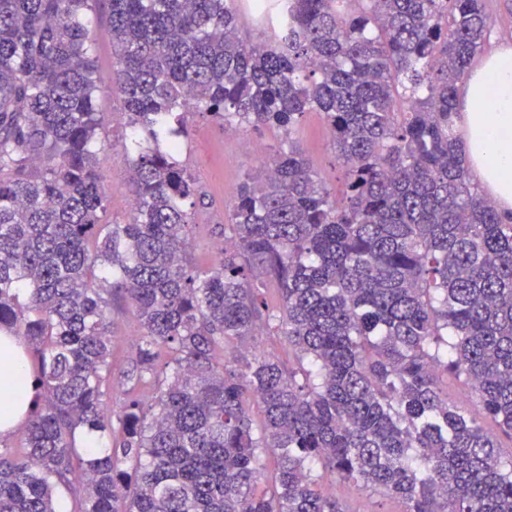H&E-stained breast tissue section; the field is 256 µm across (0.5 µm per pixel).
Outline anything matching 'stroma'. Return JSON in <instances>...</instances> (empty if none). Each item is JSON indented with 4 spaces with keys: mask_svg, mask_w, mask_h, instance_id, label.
I'll return each instance as SVG.
<instances>
[{
    "mask_svg": "<svg viewBox=\"0 0 512 512\" xmlns=\"http://www.w3.org/2000/svg\"><path fill=\"white\" fill-rule=\"evenodd\" d=\"M97 57L98 92L96 107L104 120L103 134L106 148L102 175L108 195V219L117 224L127 223L131 206L127 184L131 172L132 155L126 148L128 131L117 119L120 97L112 72V41L109 32V4L95 0L91 12ZM188 135L181 155L205 195V206L198 221L190 248V261L200 271L208 270L215 262L220 239L211 227L224 221V205L236 192L248 173L260 166L261 156L243 151L244 140L258 141L262 147L277 145L278 130L259 128L248 131L237 127L219 128L206 117L190 114L186 117ZM294 138L298 141L324 182L340 189L342 172L336 163L332 134L318 115L304 118ZM112 374L120 376L133 354L140 328L135 315L127 308L112 309Z\"/></svg>",
    "mask_w": 512,
    "mask_h": 512,
    "instance_id": "stroma-1",
    "label": "stroma"
}]
</instances>
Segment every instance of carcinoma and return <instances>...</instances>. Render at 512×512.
<instances>
[{
    "label": "carcinoma",
    "mask_w": 512,
    "mask_h": 512,
    "mask_svg": "<svg viewBox=\"0 0 512 512\" xmlns=\"http://www.w3.org/2000/svg\"><path fill=\"white\" fill-rule=\"evenodd\" d=\"M93 2L0 0V328L42 391L25 452L0 448V512H57V489L73 512H351L315 466L402 512H512V224L456 131L490 0H292L259 42L239 0H109L126 224L106 220ZM192 112L282 133L205 272ZM311 112L339 194L293 138ZM117 299L140 336L115 411ZM448 372L497 431L448 400Z\"/></svg>",
    "instance_id": "obj_1"
}]
</instances>
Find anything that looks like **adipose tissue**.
I'll list each match as a JSON object with an SVG mask.
<instances>
[{"instance_id": "1", "label": "adipose tissue", "mask_w": 512, "mask_h": 512, "mask_svg": "<svg viewBox=\"0 0 512 512\" xmlns=\"http://www.w3.org/2000/svg\"><path fill=\"white\" fill-rule=\"evenodd\" d=\"M466 150L473 169L502 213L512 212V49L488 58L463 86ZM12 399L0 415V440L12 437L36 405L37 385L26 346L0 330V397Z\"/></svg>"}]
</instances>
